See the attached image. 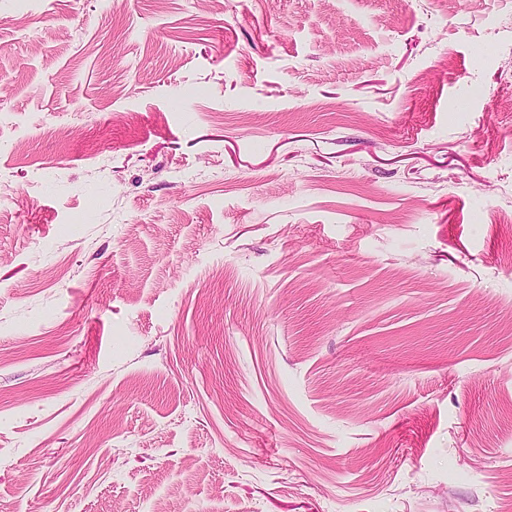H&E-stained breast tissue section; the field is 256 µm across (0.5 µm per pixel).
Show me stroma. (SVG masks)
<instances>
[{
    "mask_svg": "<svg viewBox=\"0 0 512 512\" xmlns=\"http://www.w3.org/2000/svg\"><path fill=\"white\" fill-rule=\"evenodd\" d=\"M512 0H0V512L512 500Z\"/></svg>",
    "mask_w": 512,
    "mask_h": 512,
    "instance_id": "stroma-1",
    "label": "stroma"
}]
</instances>
